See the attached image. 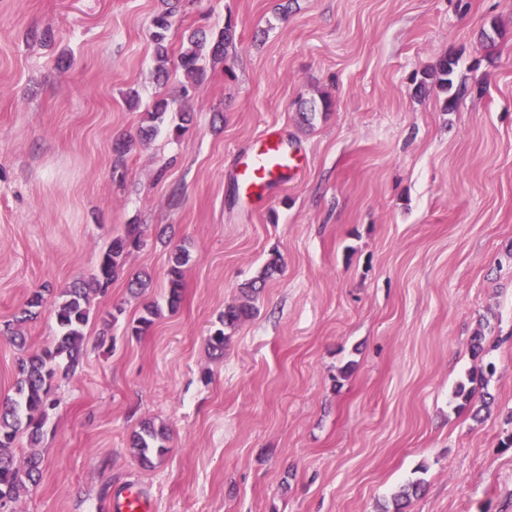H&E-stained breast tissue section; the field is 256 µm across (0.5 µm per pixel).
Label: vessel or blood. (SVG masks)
<instances>
[{"instance_id": "obj_1", "label": "vessel or blood", "mask_w": 512, "mask_h": 512, "mask_svg": "<svg viewBox=\"0 0 512 512\" xmlns=\"http://www.w3.org/2000/svg\"><path fill=\"white\" fill-rule=\"evenodd\" d=\"M307 164L306 155L293 147L280 130L265 129L240 165L239 189L247 200L258 199L304 174ZM109 509L110 512H153L151 501L132 486L116 491Z\"/></svg>"}]
</instances>
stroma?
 <instances>
[{
	"mask_svg": "<svg viewBox=\"0 0 512 512\" xmlns=\"http://www.w3.org/2000/svg\"><path fill=\"white\" fill-rule=\"evenodd\" d=\"M163 8L0 0V401L22 353L6 326L29 295L57 300L142 227L89 298L81 361L52 384L43 478L14 512H100L129 484L154 512H384L416 479L407 512H512V0H180L169 58L188 31L235 29L187 100L180 68L156 80ZM449 53L468 88L451 112L415 91ZM160 98L188 131L137 140ZM271 125L308 170L243 201L238 161ZM275 251L257 314L212 354L225 306ZM137 275L150 286L134 294ZM49 304L21 326L28 351L54 339ZM472 371L495 398L481 421L452 399ZM145 421L168 433L151 468L129 448ZM188 261V254L182 249L176 250L169 259V266L166 272L167 277V303L173 311L177 309L182 299L183 270L182 267Z\"/></svg>",
	"mask_w": 512,
	"mask_h": 512,
	"instance_id": "obj_1",
	"label": "stroma"
}]
</instances>
